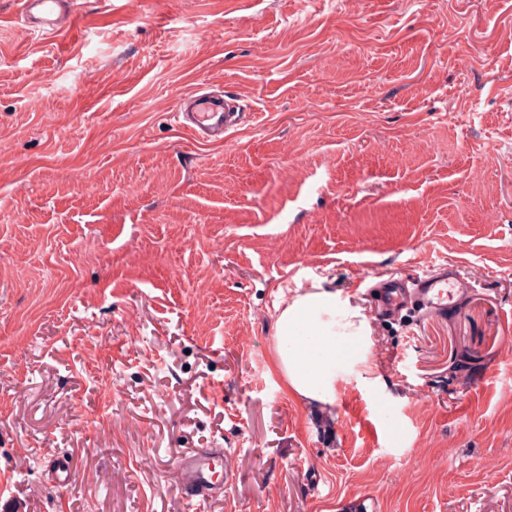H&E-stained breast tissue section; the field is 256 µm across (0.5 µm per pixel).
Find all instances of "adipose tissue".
I'll return each instance as SVG.
<instances>
[{
  "mask_svg": "<svg viewBox=\"0 0 512 512\" xmlns=\"http://www.w3.org/2000/svg\"><path fill=\"white\" fill-rule=\"evenodd\" d=\"M273 363L296 397L327 408L336 404V365L365 364L371 327L359 307L336 292L309 291L280 310Z\"/></svg>",
  "mask_w": 512,
  "mask_h": 512,
  "instance_id": "obj_1",
  "label": "adipose tissue"
}]
</instances>
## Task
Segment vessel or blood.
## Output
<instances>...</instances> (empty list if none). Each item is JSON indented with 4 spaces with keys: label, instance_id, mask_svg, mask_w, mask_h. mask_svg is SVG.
<instances>
[{
    "label": "vessel or blood",
    "instance_id": "b4317fda",
    "mask_svg": "<svg viewBox=\"0 0 512 512\" xmlns=\"http://www.w3.org/2000/svg\"><path fill=\"white\" fill-rule=\"evenodd\" d=\"M18 6L21 22L32 31L59 34L69 29V0H18ZM173 119L195 137L220 142L241 124L242 115L208 97L196 96L191 106H178ZM375 290L387 311L397 310L413 297L425 304L429 311L437 312L462 296L466 284L443 271L409 281L397 277L381 280L376 283ZM213 459V454L199 452L180 458L181 480L195 494H222V485L212 479Z\"/></svg>",
    "mask_w": 512,
    "mask_h": 512
}]
</instances>
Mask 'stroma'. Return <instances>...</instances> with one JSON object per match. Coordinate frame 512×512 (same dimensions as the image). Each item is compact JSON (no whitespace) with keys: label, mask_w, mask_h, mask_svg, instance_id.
<instances>
[{"label":"stroma","mask_w":512,"mask_h":512,"mask_svg":"<svg viewBox=\"0 0 512 512\" xmlns=\"http://www.w3.org/2000/svg\"><path fill=\"white\" fill-rule=\"evenodd\" d=\"M0 0V483L21 512H512V0ZM205 85L248 117L202 144ZM438 264L440 314L371 279ZM371 326L336 404L272 367L313 284ZM223 449V496L178 457ZM69 458L55 486L49 459ZM19 18L33 32L59 34L68 31L69 0H19Z\"/></svg>","instance_id":"stroma-1"}]
</instances>
